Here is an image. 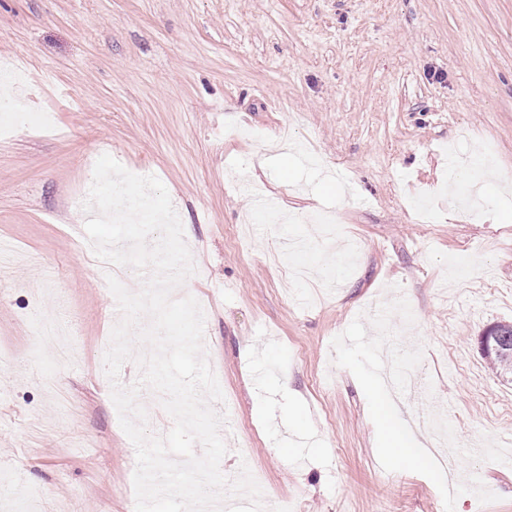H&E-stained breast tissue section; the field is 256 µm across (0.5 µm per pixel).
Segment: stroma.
<instances>
[{
    "mask_svg": "<svg viewBox=\"0 0 512 512\" xmlns=\"http://www.w3.org/2000/svg\"><path fill=\"white\" fill-rule=\"evenodd\" d=\"M21 105L0 135V512H128L131 441L104 377L120 313L80 249L96 160L167 188L223 372L222 473L247 462L299 512H444L427 477L379 462L365 395L331 342L405 297L422 346L401 416L449 473L512 512V383L478 350L512 321V223L486 172L512 178V0H0V60ZM268 197L272 210L254 208ZM305 253L292 250L295 238ZM75 350L55 362L33 319Z\"/></svg>",
    "mask_w": 512,
    "mask_h": 512,
    "instance_id": "stroma-1",
    "label": "stroma"
}]
</instances>
